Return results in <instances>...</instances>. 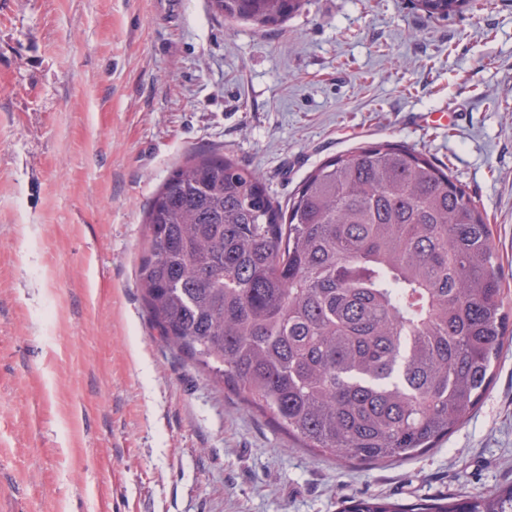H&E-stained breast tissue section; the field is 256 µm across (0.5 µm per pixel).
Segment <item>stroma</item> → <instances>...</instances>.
Instances as JSON below:
<instances>
[{"label": "stroma", "instance_id": "obj_1", "mask_svg": "<svg viewBox=\"0 0 512 512\" xmlns=\"http://www.w3.org/2000/svg\"><path fill=\"white\" fill-rule=\"evenodd\" d=\"M391 141L491 226L512 313V0H307L276 26L210 0H0V512H339L512 483V341L436 448L341 467L161 339L138 286L149 202L187 156L280 205ZM470 0H415L414 3L429 18L448 17L451 13L461 12Z\"/></svg>", "mask_w": 512, "mask_h": 512}]
</instances>
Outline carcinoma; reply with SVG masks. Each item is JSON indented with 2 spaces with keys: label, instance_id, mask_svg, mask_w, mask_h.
<instances>
[{
  "label": "carcinoma",
  "instance_id": "1",
  "mask_svg": "<svg viewBox=\"0 0 512 512\" xmlns=\"http://www.w3.org/2000/svg\"><path fill=\"white\" fill-rule=\"evenodd\" d=\"M277 25L306 0H211ZM470 0H415L430 18ZM160 336L300 448L386 465L435 447L484 399L509 331L480 204L382 142L323 163L279 209L259 175L195 153L145 215L138 273ZM340 512H512V484Z\"/></svg>",
  "mask_w": 512,
  "mask_h": 512
}]
</instances>
